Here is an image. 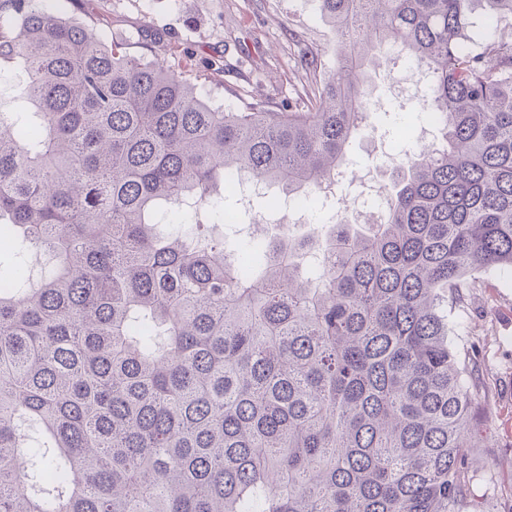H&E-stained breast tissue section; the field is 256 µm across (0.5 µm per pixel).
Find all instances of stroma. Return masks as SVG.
Returning a JSON list of instances; mask_svg holds the SVG:
<instances>
[{
  "label": "stroma",
  "instance_id": "stroma-1",
  "mask_svg": "<svg viewBox=\"0 0 512 512\" xmlns=\"http://www.w3.org/2000/svg\"><path fill=\"white\" fill-rule=\"evenodd\" d=\"M62 15L94 25L106 42L182 73L217 107L264 102L302 105L311 77L303 48L336 66L339 39L317 0H52ZM374 129L353 141L357 175L379 177L392 130H421L425 114L398 108L392 79L377 74ZM462 299L448 301V343L476 376L474 436L463 480V512H512V275L476 274Z\"/></svg>",
  "mask_w": 512,
  "mask_h": 512
}]
</instances>
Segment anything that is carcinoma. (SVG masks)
Listing matches in <instances>:
<instances>
[{
	"label": "carcinoma",
	"mask_w": 512,
	"mask_h": 512,
	"mask_svg": "<svg viewBox=\"0 0 512 512\" xmlns=\"http://www.w3.org/2000/svg\"><path fill=\"white\" fill-rule=\"evenodd\" d=\"M344 48L305 109L225 111L36 0L0 67V512H460L473 370L443 294L512 270V0H318ZM388 44L426 71L438 143L388 160L381 215L277 224L229 252L246 183L321 203L374 127ZM274 187L280 199L267 198ZM21 67L15 64L14 67L5 68L0 71V111L16 112L15 90L21 77Z\"/></svg>",
	"instance_id": "carcinoma-1"
}]
</instances>
